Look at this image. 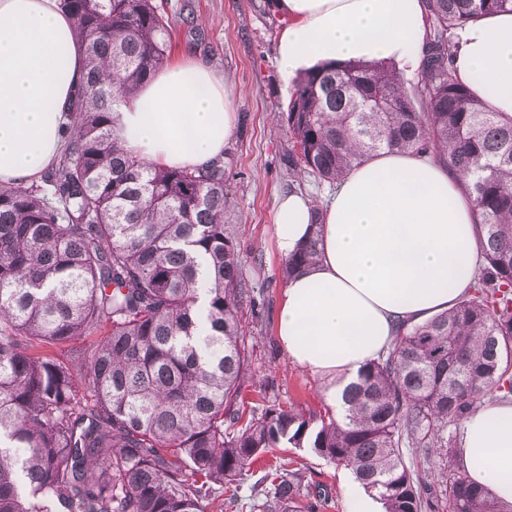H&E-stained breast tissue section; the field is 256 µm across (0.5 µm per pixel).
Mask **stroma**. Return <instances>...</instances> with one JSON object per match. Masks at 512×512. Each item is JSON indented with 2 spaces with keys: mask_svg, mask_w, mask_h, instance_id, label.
I'll use <instances>...</instances> for the list:
<instances>
[{
  "mask_svg": "<svg viewBox=\"0 0 512 512\" xmlns=\"http://www.w3.org/2000/svg\"><path fill=\"white\" fill-rule=\"evenodd\" d=\"M175 23L172 57L192 54L207 62L231 84L238 120L224 148L227 191L233 201L229 231L244 258L242 277L264 299L262 308L244 309L252 334V380L269 384L280 405L320 409V382L292 364L276 337V319L285 283L283 259L273 235V215L279 193L301 190L324 202L332 184L318 182L288 167L290 137L279 116L291 89L285 86L276 60V47L287 20L274 0H162ZM191 16L193 25L180 24ZM300 468L322 483L326 512H346L342 484L349 470L315 456L304 448H285L268 454L235 481L231 499L213 512H251L256 483L269 468Z\"/></svg>",
  "mask_w": 512,
  "mask_h": 512,
  "instance_id": "stroma-1",
  "label": "stroma"
}]
</instances>
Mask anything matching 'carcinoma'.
Segmentation results:
<instances>
[{
	"instance_id": "cac0c4a2",
	"label": "carcinoma",
	"mask_w": 512,
	"mask_h": 512,
	"mask_svg": "<svg viewBox=\"0 0 512 512\" xmlns=\"http://www.w3.org/2000/svg\"><path fill=\"white\" fill-rule=\"evenodd\" d=\"M406 87L391 63L302 76L281 117L288 164L336 182L382 151L427 155L464 181L479 264L455 307L398 329L336 408L247 407L243 256L221 162L149 165L122 147L115 103L168 61L157 0H59L83 52L57 161L0 184V512H208L263 453L307 448L351 470L384 512H512L457 461L480 398L512 395V117L452 69L454 33L512 0H426ZM294 252L284 281L314 262ZM429 462L438 487H422ZM257 512H321L300 469L264 475Z\"/></svg>"
}]
</instances>
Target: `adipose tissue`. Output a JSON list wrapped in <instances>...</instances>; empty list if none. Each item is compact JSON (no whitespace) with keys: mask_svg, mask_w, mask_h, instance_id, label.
Masks as SVG:
<instances>
[{"mask_svg":"<svg viewBox=\"0 0 512 512\" xmlns=\"http://www.w3.org/2000/svg\"><path fill=\"white\" fill-rule=\"evenodd\" d=\"M285 79L327 64L386 60L418 67L423 0H277ZM457 76L512 116V13L456 32ZM83 74L81 48L56 0H0V183L23 186L59 156L65 107ZM125 148L143 162L203 168L223 159L237 124L232 86L204 61L181 57L130 102L114 107ZM287 257L318 236L320 256L284 288L276 336L290 361L318 378L329 402L386 349L397 322L453 307L477 260L472 207L460 179L434 159L383 153L337 181L322 211L281 194L273 220ZM469 478L512 506V399L476 401L458 438Z\"/></svg>","mask_w":512,"mask_h":512,"instance_id":"obj_1","label":"adipose tissue"}]
</instances>
